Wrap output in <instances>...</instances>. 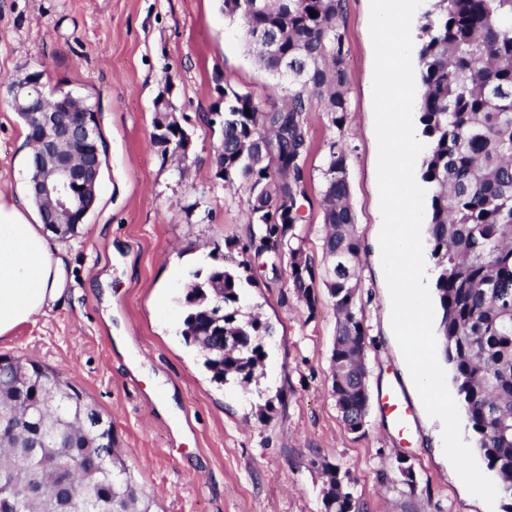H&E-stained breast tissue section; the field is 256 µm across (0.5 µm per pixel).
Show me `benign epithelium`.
Wrapping results in <instances>:
<instances>
[{
	"mask_svg": "<svg viewBox=\"0 0 512 512\" xmlns=\"http://www.w3.org/2000/svg\"><path fill=\"white\" fill-rule=\"evenodd\" d=\"M39 84L40 77L32 73L13 85L10 93L34 136L31 162L38 171L28 177V189L33 197L47 201V230L55 234L65 224L84 223L94 208L97 198L85 188L100 182L104 160L96 112L77 104L76 97L66 92L46 101L36 95ZM156 135L181 138L183 146L190 147V137L179 124L162 120Z\"/></svg>",
	"mask_w": 512,
	"mask_h": 512,
	"instance_id": "obj_1",
	"label": "benign epithelium"
}]
</instances>
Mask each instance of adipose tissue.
I'll use <instances>...</instances> for the list:
<instances>
[{
  "mask_svg": "<svg viewBox=\"0 0 512 512\" xmlns=\"http://www.w3.org/2000/svg\"><path fill=\"white\" fill-rule=\"evenodd\" d=\"M67 293L62 250L29 208L0 193V337L52 308Z\"/></svg>",
  "mask_w": 512,
  "mask_h": 512,
  "instance_id": "1",
  "label": "adipose tissue"
}]
</instances>
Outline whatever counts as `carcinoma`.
<instances>
[{"mask_svg": "<svg viewBox=\"0 0 512 512\" xmlns=\"http://www.w3.org/2000/svg\"><path fill=\"white\" fill-rule=\"evenodd\" d=\"M259 65L287 83L288 101L262 108L224 86L215 166L224 186H246L250 233L243 277L215 269L184 288L182 336L201 348L211 380L249 385L266 357L270 327L240 318L255 267L288 279L309 312L323 287L337 313L332 397L352 433L363 430L368 333L358 305L361 243L350 204L349 155L330 144L322 183L323 264L305 253L296 225L307 196L305 113L312 99L342 129L348 115L344 0H223ZM317 12L310 15L309 10ZM419 122L429 141L422 179L432 188L431 256L439 333L475 447L512 512V0H430L420 27ZM24 413L30 428L0 435V512H152L137 495L112 420L50 367L0 356V420ZM325 512H360L348 473L323 465Z\"/></svg>", "mask_w": 512, "mask_h": 512, "instance_id": "cac0c4a2", "label": "carcinoma"}]
</instances>
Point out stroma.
<instances>
[{
    "label": "stroma",
    "mask_w": 512,
    "mask_h": 512,
    "mask_svg": "<svg viewBox=\"0 0 512 512\" xmlns=\"http://www.w3.org/2000/svg\"><path fill=\"white\" fill-rule=\"evenodd\" d=\"M370 0H345L348 119L336 128L319 103L307 112L308 199L297 225L303 248L322 257V171L331 142L349 153L350 202L362 243L359 303L371 399L363 433H351L331 395L336 327L320 292L308 311L287 276L255 273L240 306L267 322L263 364L248 386L218 384L198 347L181 335V301L193 273L232 268L249 237L242 187L213 167L216 76L266 104L276 80L248 50L222 0H0V192L25 195L26 128L11 80L44 65L45 89L61 87L97 113L107 145L98 203L62 243L72 282L64 302L0 337V355H24L83 389L111 415L122 454L155 512H325L323 463L339 465L363 512H503L468 492L443 453L441 429L419 398L391 330L381 266L382 225L374 131ZM168 92L191 137L187 163L162 159L152 140L154 101ZM406 397L410 427L382 409L389 390ZM171 394L174 410L160 403ZM282 406L260 416L268 399ZM408 459L416 488L393 472Z\"/></svg>",
    "instance_id": "1"
}]
</instances>
